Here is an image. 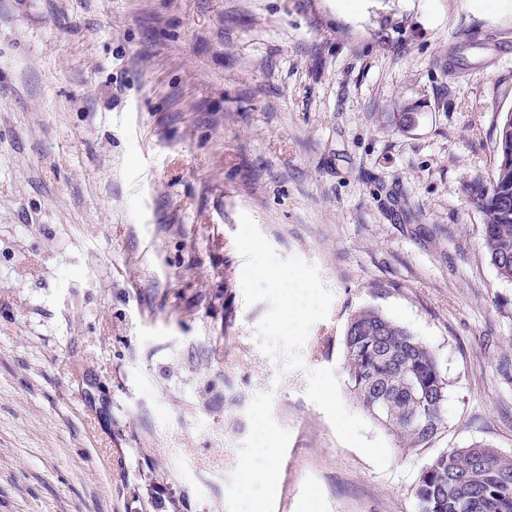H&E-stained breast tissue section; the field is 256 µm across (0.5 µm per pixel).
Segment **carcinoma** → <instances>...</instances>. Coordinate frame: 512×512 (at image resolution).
I'll use <instances>...</instances> for the list:
<instances>
[{"mask_svg": "<svg viewBox=\"0 0 512 512\" xmlns=\"http://www.w3.org/2000/svg\"><path fill=\"white\" fill-rule=\"evenodd\" d=\"M483 217L481 248L498 275L512 281V112L501 117L490 183L467 184ZM346 386L359 407L402 451L424 448L444 424L448 378L435 351L375 307L347 320ZM416 512H512V457L473 442L448 448L422 469Z\"/></svg>", "mask_w": 512, "mask_h": 512, "instance_id": "carcinoma-1", "label": "carcinoma"}]
</instances>
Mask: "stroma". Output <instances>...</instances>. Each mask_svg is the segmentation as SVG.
I'll list each match as a JSON object with an SVG mask.
<instances>
[{
  "label": "stroma",
  "mask_w": 512,
  "mask_h": 512,
  "mask_svg": "<svg viewBox=\"0 0 512 512\" xmlns=\"http://www.w3.org/2000/svg\"><path fill=\"white\" fill-rule=\"evenodd\" d=\"M503 41L512 0H0V512H414L443 450L512 457V281L465 190ZM244 213L334 294L302 370L259 347ZM365 306L448 378L383 470L306 394Z\"/></svg>",
  "instance_id": "1"
}]
</instances>
